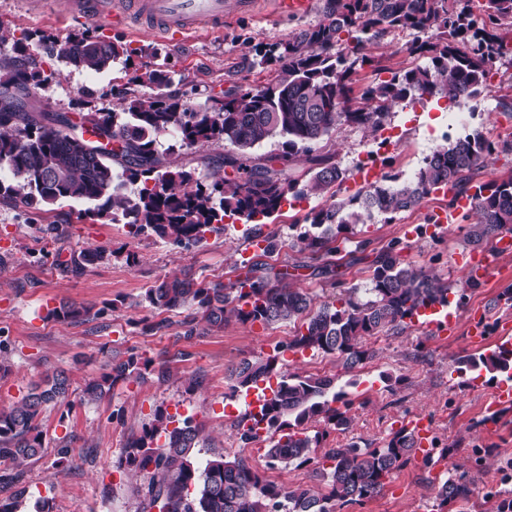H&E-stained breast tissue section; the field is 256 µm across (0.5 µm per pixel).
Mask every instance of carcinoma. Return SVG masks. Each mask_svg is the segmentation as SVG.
Returning a JSON list of instances; mask_svg holds the SVG:
<instances>
[{
    "instance_id": "1",
    "label": "carcinoma",
    "mask_w": 512,
    "mask_h": 512,
    "mask_svg": "<svg viewBox=\"0 0 512 512\" xmlns=\"http://www.w3.org/2000/svg\"><path fill=\"white\" fill-rule=\"evenodd\" d=\"M470 0H322L323 20L299 30L286 40L255 49V63L278 65L274 82L254 89H230L217 111L196 109L186 94L172 89L169 72L147 68L136 81L149 94H122L120 111L96 109L73 124L57 112L29 106L31 90L59 76L44 68L45 60L68 67L100 72L130 59L136 50L93 28L64 38L23 31L14 42V54L0 62V197H8L39 212L62 202L93 205L92 212L112 222L126 221L134 234H155L175 244L190 246L220 229L224 218L252 222L277 213L287 197L326 194L331 203L305 217L309 227L300 234L303 249L322 258L315 268L331 288L342 286L331 243L349 240L351 226L378 216L391 222L404 211L419 207L432 191L447 187L453 199L470 194L471 175L497 150L481 133L468 134L435 149L424 159L414 179L399 181L386 173L389 186L371 184L347 198L338 197L345 174L330 158L314 154V147L342 124L377 133L386 126L391 107L410 97L441 95L457 106L477 99L487 65L501 54L497 31L512 24V0H483L482 13L471 12ZM409 30L416 37L407 44L411 56H430L427 66L393 71L387 79L362 90L359 105L346 106L355 66H373L366 46L390 30ZM437 31L438 40H420L418 34ZM39 38L42 52L32 51ZM114 141L110 155L83 139L84 125ZM176 136L194 147L222 142L239 154H226L222 167L231 173L205 183L183 167H163L160 137ZM279 135L285 138L276 158L289 164L304 155L310 163L306 180L289 173L251 164L246 151ZM128 184L136 186L130 194ZM470 242L489 241L512 230V176L489 184L477 198ZM401 241L375 253L371 261L372 287L361 299L357 289L341 291L336 301L313 307V299L292 288L288 269L274 270L260 261L244 266L245 273L228 283L196 281L192 276L166 278L145 291V299L160 312L187 307L186 337L202 323L221 327L229 317L265 325L284 320L302 321L301 330L283 349L265 358L242 360L230 370L232 388L248 391L263 384L271 391L259 413L245 412L235 425L239 440L249 443L265 430V455L270 468L278 464L302 466L320 458L328 468L317 471L328 491L315 495L307 488L290 489L265 479L248 459L216 454L204 466L196 462L205 447L203 428L191 418L174 419L162 409L138 438L130 440L116 468L140 473L148 483L140 512H342L378 493L386 479L415 456L416 443L405 427L391 432L380 445L349 442L321 449L328 432H308L311 421L336 431L352 425L347 393L336 389L331 377L286 374L283 352L314 350L335 354L352 369L372 356L364 340L383 330L406 327L422 309L448 303V281L420 268L405 267L398 258ZM106 259L103 251H86L61 262L64 273L79 274L87 265ZM104 310L75 303L49 312L59 320L100 316ZM460 372L484 368L512 371V349L490 356H467ZM153 371L163 380L166 364L130 354L112 363V372L88 380L82 400L96 402L120 381L142 379ZM277 378L276 385L271 379ZM63 372L46 376L13 406L0 409V512H23L27 489L20 471L44 450L40 415L44 406L63 400L70 389ZM477 492L464 472H450L436 494L437 512L467 503Z\"/></svg>"
}]
</instances>
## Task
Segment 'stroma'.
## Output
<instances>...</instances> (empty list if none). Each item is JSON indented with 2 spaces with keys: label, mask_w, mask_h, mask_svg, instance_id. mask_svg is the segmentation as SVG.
<instances>
[{
  "label": "stroma",
  "mask_w": 512,
  "mask_h": 512,
  "mask_svg": "<svg viewBox=\"0 0 512 512\" xmlns=\"http://www.w3.org/2000/svg\"><path fill=\"white\" fill-rule=\"evenodd\" d=\"M249 2L243 10L238 0H228L222 32H202L182 43L147 30L124 33V43L151 47V54L99 73L61 68L56 81L33 90L30 102L37 109L73 117L83 101L116 111L117 90H137L133 81L137 70L163 62L169 63L174 82L195 88L190 99L194 106L233 86L267 85L276 70L240 68L242 55L251 47L287 39L318 23L322 14L316 8L286 20L275 13L273 0ZM78 29L66 18L63 0H0V59L11 54L14 33L30 30L63 38ZM499 37L502 53L489 67L480 110L466 122H458L459 109L446 98L414 97L392 107L383 132L373 134L345 124L319 144V153L331 156L346 174L343 195L356 192L358 161L370 153L391 157V173L410 180L424 158L447 141L478 131L497 143L512 142V26L501 27ZM412 38V32L391 31L370 47L376 64L354 75V93L388 78L390 72L419 65L418 57L402 52ZM166 143L171 147L167 162L195 169L202 179L219 169L229 151L221 142L187 148L170 137ZM449 201L446 195H429L420 207L400 213L392 222L354 225L353 238L367 242L372 251L406 240L403 265L429 269L459 291L453 302V335L435 333L415 322L398 334L381 332L365 342L374 358L352 370L334 355L284 354L287 372L332 376L346 386L353 419L343 436L346 440L380 442L402 421L422 412L430 415L433 437L446 449L435 466L410 462L387 478L379 493L344 512H434L437 486L453 470L468 472L481 492L462 512H487L483 492L512 493V407L490 413L495 383L489 374L471 372L462 379L456 372L460 359L494 350L502 322L512 319V300L503 295L505 289H512V256L496 260L491 277L468 288L453 258L473 249L467 240L472 213H459L446 232L433 238L409 239L404 233L405 225L424 223L431 210L447 208ZM325 203L324 197L314 195L291 199L256 225L228 219L220 232L185 248L156 236L133 235L124 223L78 218L80 206L73 202L36 213L0 199V359L8 367L0 372V407L19 402L54 371L67 370L72 381L67 400L45 406L40 416L45 448L21 474L29 512H36L42 500L48 501L50 512H137L147 480L116 470L115 463L126 443L152 423L159 407L180 419L193 417L202 425L208 441L201 459L216 453L241 454L233 422L246 404L234 392L229 371L242 360L267 356L287 344L298 322L267 326L232 318L220 328L200 327L189 338L183 324L185 310L160 313L145 301V291L174 275L189 274L203 283L235 280L241 255L259 229L280 242L279 251L267 257L268 266L279 270L296 265L294 287L315 303L333 300L332 288L309 276L307 268L317 259L303 250L299 240L307 213ZM46 224L59 225L60 236H43L39 228ZM87 249L105 251L110 258L79 275L59 270L58 261ZM64 302L91 308L96 315L82 321L49 318V310ZM480 318L485 321L484 342L478 345L471 332ZM160 320L166 323L164 329L146 331V324ZM131 352L162 358L169 377L161 382L153 377L121 382L100 402L81 403L85 381L110 372L113 359ZM389 376L395 377L394 385L386 384ZM61 438L72 449L73 463L67 469L57 464L56 444Z\"/></svg>",
  "instance_id": "35a3bbf8"
}]
</instances>
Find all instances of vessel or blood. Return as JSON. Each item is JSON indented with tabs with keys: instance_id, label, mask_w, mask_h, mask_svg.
Returning a JSON list of instances; mask_svg holds the SVG:
<instances>
[{
	"instance_id": "obj_1",
	"label": "vessel or blood",
	"mask_w": 512,
	"mask_h": 512,
	"mask_svg": "<svg viewBox=\"0 0 512 512\" xmlns=\"http://www.w3.org/2000/svg\"><path fill=\"white\" fill-rule=\"evenodd\" d=\"M227 5L225 0H68V18L87 22L100 20L116 25H141L176 40L199 29H223ZM494 255L472 254L463 259L467 277L484 278L490 272ZM425 326L450 333L455 319L444 307L425 312Z\"/></svg>"
}]
</instances>
